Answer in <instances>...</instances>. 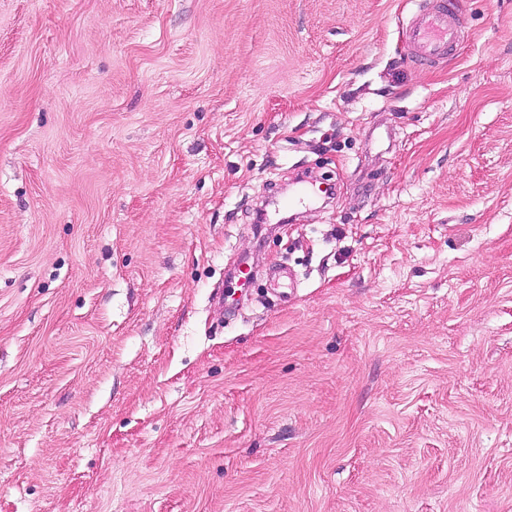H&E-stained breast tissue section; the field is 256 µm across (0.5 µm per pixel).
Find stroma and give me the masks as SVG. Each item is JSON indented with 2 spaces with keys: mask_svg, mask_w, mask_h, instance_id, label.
Masks as SVG:
<instances>
[{
  "mask_svg": "<svg viewBox=\"0 0 512 512\" xmlns=\"http://www.w3.org/2000/svg\"><path fill=\"white\" fill-rule=\"evenodd\" d=\"M459 9L421 67L417 0H0V512H512V0Z\"/></svg>",
  "mask_w": 512,
  "mask_h": 512,
  "instance_id": "obj_1",
  "label": "stroma"
}]
</instances>
